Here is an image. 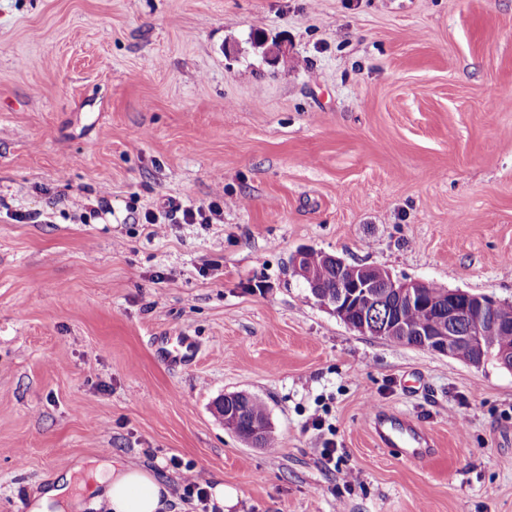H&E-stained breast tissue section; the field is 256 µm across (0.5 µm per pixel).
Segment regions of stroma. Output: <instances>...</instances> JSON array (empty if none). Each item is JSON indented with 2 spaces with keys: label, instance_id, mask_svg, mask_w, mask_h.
<instances>
[{
  "label": "stroma",
  "instance_id": "stroma-1",
  "mask_svg": "<svg viewBox=\"0 0 512 512\" xmlns=\"http://www.w3.org/2000/svg\"><path fill=\"white\" fill-rule=\"evenodd\" d=\"M302 247L512 303V0H0V512L107 456L230 512H512V372L350 330ZM239 391L274 447L214 415ZM223 191H218L207 205H176L168 206V209L154 212L152 210L144 213L146 224H153L154 233L164 234L166 224H212L213 220H221L224 209ZM180 213V216L177 214ZM374 433L382 444L395 448H422L428 446L427 437L406 420L374 412L370 418ZM184 496L187 501L195 499L201 506L202 512L208 511V492L204 486L210 484L203 471H196L193 467H187L184 477Z\"/></svg>",
  "mask_w": 512,
  "mask_h": 512
}]
</instances>
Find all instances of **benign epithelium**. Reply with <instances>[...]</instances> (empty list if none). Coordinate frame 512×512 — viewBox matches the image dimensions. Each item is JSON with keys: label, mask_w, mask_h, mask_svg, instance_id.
I'll use <instances>...</instances> for the list:
<instances>
[{"label": "benign epithelium", "mask_w": 512, "mask_h": 512, "mask_svg": "<svg viewBox=\"0 0 512 512\" xmlns=\"http://www.w3.org/2000/svg\"><path fill=\"white\" fill-rule=\"evenodd\" d=\"M309 248H300L292 254L289 266L293 274L302 278L317 301L349 329L362 335L385 339L389 336H414L420 348L448 357H456L466 348L471 352L468 364L479 368L492 357L497 363L512 370V343L490 346L488 336H511L512 326L495 314L497 301L460 288H442L432 291L430 283L422 280L399 279L389 271L353 264L328 253L322 254L327 266L336 271V285L322 287L316 276V267L308 261ZM424 307L436 313L433 318L413 327L403 322L401 310ZM229 396L214 402V412L224 427L243 439L254 442L261 433L255 423L245 433L240 428L239 413L227 407Z\"/></svg>", "instance_id": "obj_1"}]
</instances>
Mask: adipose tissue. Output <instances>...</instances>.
Returning <instances> with one entry per match:
<instances>
[{
    "mask_svg": "<svg viewBox=\"0 0 512 512\" xmlns=\"http://www.w3.org/2000/svg\"><path fill=\"white\" fill-rule=\"evenodd\" d=\"M83 463L60 470L35 494L30 512H166L172 499L165 483L153 472L112 459L99 460L93 470L95 485L90 501L75 495L74 485Z\"/></svg>",
    "mask_w": 512,
    "mask_h": 512,
    "instance_id": "adipose-tissue-1",
    "label": "adipose tissue"
}]
</instances>
